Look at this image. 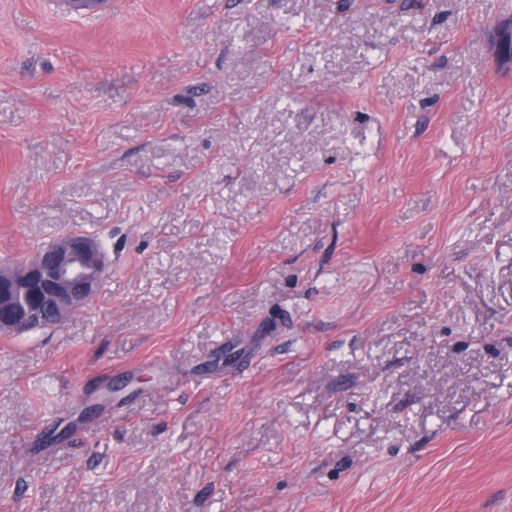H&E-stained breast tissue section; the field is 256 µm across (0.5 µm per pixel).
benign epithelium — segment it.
Returning <instances> with one entry per match:
<instances>
[{"instance_id": "7a95c632", "label": "benign epithelium", "mask_w": 512, "mask_h": 512, "mask_svg": "<svg viewBox=\"0 0 512 512\" xmlns=\"http://www.w3.org/2000/svg\"><path fill=\"white\" fill-rule=\"evenodd\" d=\"M107 251L86 234L66 233L18 264L0 268V333L22 336L56 324L98 292Z\"/></svg>"}]
</instances>
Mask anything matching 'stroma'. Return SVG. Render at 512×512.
<instances>
[{
    "label": "stroma",
    "mask_w": 512,
    "mask_h": 512,
    "mask_svg": "<svg viewBox=\"0 0 512 512\" xmlns=\"http://www.w3.org/2000/svg\"><path fill=\"white\" fill-rule=\"evenodd\" d=\"M512 0H0V512H512ZM107 251L86 234L66 233L29 260L0 268V333L22 336L60 323L98 292Z\"/></svg>",
    "instance_id": "obj_1"
}]
</instances>
